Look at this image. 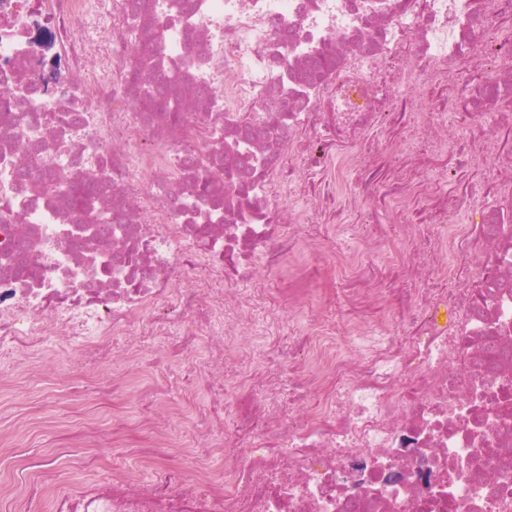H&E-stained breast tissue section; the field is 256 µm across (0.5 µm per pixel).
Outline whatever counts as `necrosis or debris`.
<instances>
[{"label": "necrosis or debris", "instance_id": "obj_1", "mask_svg": "<svg viewBox=\"0 0 512 512\" xmlns=\"http://www.w3.org/2000/svg\"><path fill=\"white\" fill-rule=\"evenodd\" d=\"M510 20L512 0H0V351L33 370L73 342L91 368L119 362L111 392L94 398L114 408L135 375L148 391L165 382L143 362L146 339L185 354L211 341L180 401L72 429L42 467L98 468L107 445L134 448L133 463L111 461L109 480L79 487L54 475L1 486L5 512H512V393H487L512 383L511 151L488 159L464 149L465 129L440 139L421 115L430 143L484 169L498 195L456 201L462 222L420 249L379 229L358 255L337 251L334 277L356 284L350 303L377 299L376 254L430 287L401 319L323 329L280 352L298 370L293 399L274 369L251 371L247 316L222 286L318 245L306 212L281 217L283 184L319 177L309 197L321 209L356 200L354 183L378 182L365 153L386 148L366 133L402 120L410 93L476 86L511 111L512 52L493 66L484 57ZM327 46L335 67L304 85ZM392 67L403 79L391 90ZM144 81L181 100L178 116L143 104ZM205 162L224 183L198 193ZM399 180L390 221L413 237L411 198L439 177L406 165ZM228 352L248 367L249 401L231 418L212 403L194 427L206 447L185 458L159 426L189 411L194 386L218 388L211 369ZM307 397L313 409L296 418Z\"/></svg>", "mask_w": 512, "mask_h": 512}]
</instances>
